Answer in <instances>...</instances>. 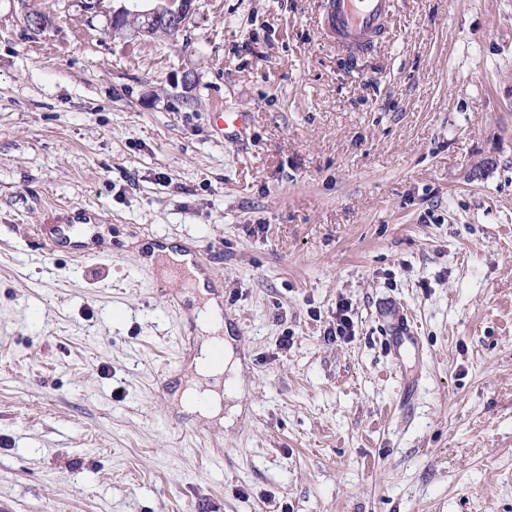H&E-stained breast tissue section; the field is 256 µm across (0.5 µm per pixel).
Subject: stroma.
<instances>
[{
  "instance_id": "1",
  "label": "stroma",
  "mask_w": 512,
  "mask_h": 512,
  "mask_svg": "<svg viewBox=\"0 0 512 512\" xmlns=\"http://www.w3.org/2000/svg\"><path fill=\"white\" fill-rule=\"evenodd\" d=\"M120 5L0 0V512H512V0H395L358 60L322 0ZM191 243L237 368L201 441L165 372L202 301L144 262ZM157 4L148 10L130 11L119 8L112 11L109 17V27L117 33L123 30H131L133 35L153 37L158 28L165 29L172 37L184 31L191 22L197 7L195 0H154ZM119 20L124 27L113 25ZM214 119L224 138L241 139L250 124V113L247 112H214ZM351 304L343 300L336 306V323L329 326L326 330L328 340L336 342L349 339L354 335L353 320L350 316ZM386 314L390 319L389 323V331L391 332L390 336L392 340H395V355L396 358L400 355V348L405 341L410 342V344L414 347L415 344V336H412L411 328L408 325L407 319L403 314H400L399 310L395 308L386 307Z\"/></svg>"
}]
</instances>
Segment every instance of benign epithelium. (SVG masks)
I'll return each instance as SVG.
<instances>
[{"mask_svg":"<svg viewBox=\"0 0 512 512\" xmlns=\"http://www.w3.org/2000/svg\"><path fill=\"white\" fill-rule=\"evenodd\" d=\"M196 10L195 0H156L153 8L144 11L121 7L112 12L109 22L115 33L129 29L136 36L151 37L156 29L163 28L174 37L188 27ZM24 24L30 31L47 29L53 24V16L27 11Z\"/></svg>","mask_w":512,"mask_h":512,"instance_id":"benign-epithelium-1","label":"benign epithelium"}]
</instances>
